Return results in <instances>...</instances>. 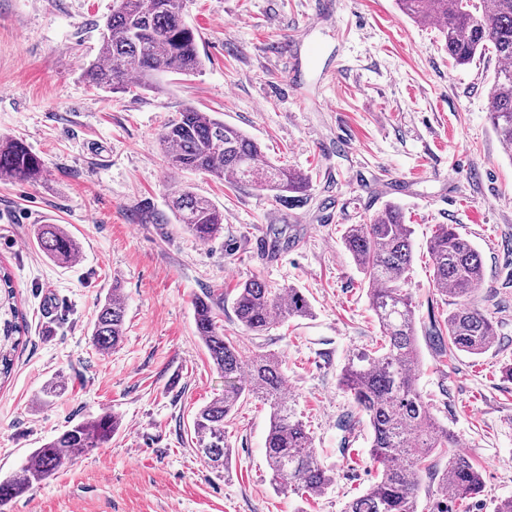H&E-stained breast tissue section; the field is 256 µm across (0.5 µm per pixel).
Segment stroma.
<instances>
[{"label":"stroma","instance_id":"1","mask_svg":"<svg viewBox=\"0 0 512 512\" xmlns=\"http://www.w3.org/2000/svg\"><path fill=\"white\" fill-rule=\"evenodd\" d=\"M113 0H0V134L44 163L33 181L0 182V265L27 331L0 385V479L66 425L109 411L110 443L13 499L8 512H345L376 478L370 431L338 382L353 351L381 332L343 243L348 225L394 201L414 234L409 291L431 411L482 467L479 493L447 499L422 479L417 512H495L512 497V155L489 120L496 60L458 66L436 27L395 0H187L185 21L205 69L167 74L157 89L86 84ZM298 90H291V78ZM188 106L245 131L264 155L311 178L289 206L272 193L169 169L159 133ZM224 210L202 242L176 223L180 182ZM58 224L72 263L46 257L36 231ZM455 225L479 250L474 303L495 326L480 355H438L430 338L451 308L432 282L428 242ZM265 248H257V239ZM299 289L312 313L255 336L237 322L244 280ZM120 286L125 335L91 343L97 304ZM224 296V333L243 355L272 353L334 481L301 500L280 493L265 461L270 408L240 399L224 422V469L198 454L193 418L224 393L196 334L193 301ZM64 392L40 404L45 386Z\"/></svg>","mask_w":512,"mask_h":512}]
</instances>
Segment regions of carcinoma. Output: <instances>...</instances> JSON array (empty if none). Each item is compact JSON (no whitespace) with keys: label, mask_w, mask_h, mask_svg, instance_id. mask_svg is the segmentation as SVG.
I'll return each instance as SVG.
<instances>
[{"label":"carcinoma","mask_w":512,"mask_h":512,"mask_svg":"<svg viewBox=\"0 0 512 512\" xmlns=\"http://www.w3.org/2000/svg\"><path fill=\"white\" fill-rule=\"evenodd\" d=\"M186 0H116L104 24L99 54L85 67L92 86L119 92L132 85L155 88L165 73L195 74L202 70L196 37L184 21ZM413 20L434 22L449 57L459 66L490 56L498 66L489 91V120L501 142L512 150V0H397ZM159 146L167 166L193 171L221 182L250 184L271 191L288 204L301 201L309 177L266 159L259 144L243 130L213 116L186 108L164 125ZM42 171L41 159L21 141L0 140V180L30 181ZM172 213L186 230L209 241L224 230V210L181 185L171 195ZM412 230L400 206L388 203L362 224H352L344 243L364 276L371 309L384 337L381 348L352 353L339 383L352 398L357 413L371 428L370 452L377 464L374 484L346 506V512H416L424 475L439 476L454 497L464 499L481 488L480 466L469 456L448 453L441 471L429 463L435 454L455 447V436L430 411L416 386L421 355L415 334L412 298L406 288L413 261ZM42 252L55 261L70 262L79 254L76 240L58 224H42L37 232ZM433 283L454 299L455 308L435 336L442 355H480L495 342L488 313L472 298L484 284L483 261L456 227L440 224L429 240ZM237 321L260 335L289 319L311 315L309 301L296 288L272 290L249 278L237 288L233 302ZM127 306L118 286L98 303L92 345L101 352L115 348L124 336ZM224 301L204 294L194 300L198 336L213 365L230 388L211 400L193 419L196 448L214 469L224 468V419L243 394L261 398L271 408L265 456L277 490L322 494L332 483L330 470L313 448V437L285 393L281 361L268 354L246 360L224 336L220 313ZM26 323L17 306L10 275L0 272V380L11 375ZM249 383L237 387L242 374ZM355 413V414H357ZM355 414L339 426L351 430ZM120 419L102 412L70 424L41 447L32 450L20 470L0 480V512L12 499L33 489L61 468L112 439Z\"/></svg>","instance_id":"cac0c4a2"}]
</instances>
